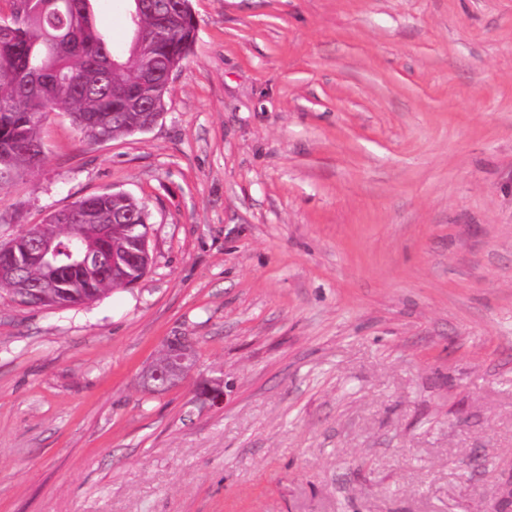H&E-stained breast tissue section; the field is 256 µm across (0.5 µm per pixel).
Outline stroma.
<instances>
[{
  "mask_svg": "<svg viewBox=\"0 0 512 512\" xmlns=\"http://www.w3.org/2000/svg\"><path fill=\"white\" fill-rule=\"evenodd\" d=\"M150 130L64 111L0 243L93 195L151 264L0 290V512H493L512 475V0H191ZM129 0H96L116 50ZM170 336L197 365L150 392ZM221 380L224 403L200 398Z\"/></svg>",
  "mask_w": 512,
  "mask_h": 512,
  "instance_id": "obj_1",
  "label": "stroma"
}]
</instances>
